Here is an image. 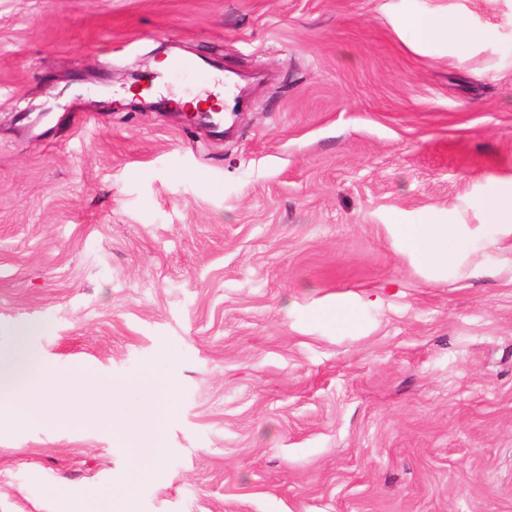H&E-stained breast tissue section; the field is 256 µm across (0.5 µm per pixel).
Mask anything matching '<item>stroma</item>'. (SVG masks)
<instances>
[{"label": "stroma", "mask_w": 512, "mask_h": 512, "mask_svg": "<svg viewBox=\"0 0 512 512\" xmlns=\"http://www.w3.org/2000/svg\"><path fill=\"white\" fill-rule=\"evenodd\" d=\"M217 71L224 135L154 93ZM502 189L512 0H0V352L35 324L43 372L125 392L0 436V512H512V241L432 282L394 232ZM149 370L177 412L129 489ZM407 24L413 29L420 42L427 45H434L448 34V39L456 44L470 45L481 38V33L468 26L461 20H447L432 14L419 13L410 15Z\"/></svg>", "instance_id": "35a3bbf8"}]
</instances>
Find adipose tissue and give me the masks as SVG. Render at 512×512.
<instances>
[{
	"label": "adipose tissue",
	"instance_id": "1",
	"mask_svg": "<svg viewBox=\"0 0 512 512\" xmlns=\"http://www.w3.org/2000/svg\"><path fill=\"white\" fill-rule=\"evenodd\" d=\"M407 23L420 42L434 45L448 38L456 44L469 45L480 39V32L460 20H444L432 14L410 15ZM485 216L481 224H440L432 215H424L417 224H399L395 231L412 260L431 275L447 274L466 253L474 240H487L495 245L512 238V192L498 193L482 202ZM72 388L76 405L108 411L109 404L95 389L78 382L72 376L46 375L35 389L15 399L5 409L0 408V434L22 428L29 420L41 417L56 423L67 422L73 406L62 404L57 395L61 388ZM147 407L144 412L138 445L133 452L134 462L129 471L130 481L148 476L163 457L162 427L176 413L173 391L167 381L152 376L143 384Z\"/></svg>",
	"mask_w": 512,
	"mask_h": 512
}]
</instances>
